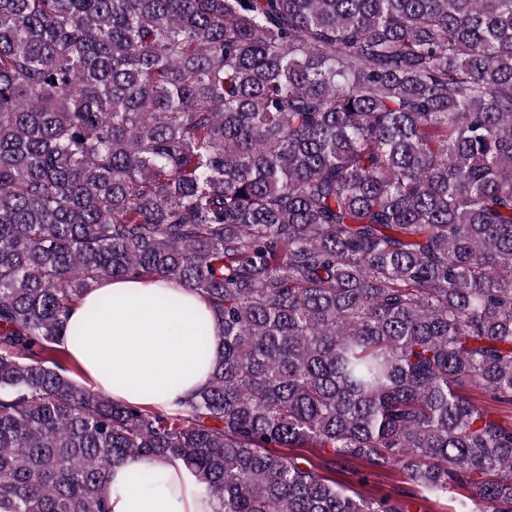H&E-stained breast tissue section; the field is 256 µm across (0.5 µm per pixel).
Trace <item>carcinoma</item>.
I'll return each instance as SVG.
<instances>
[{
    "label": "carcinoma",
    "mask_w": 512,
    "mask_h": 512,
    "mask_svg": "<svg viewBox=\"0 0 512 512\" xmlns=\"http://www.w3.org/2000/svg\"><path fill=\"white\" fill-rule=\"evenodd\" d=\"M117 277L215 314L173 408L70 377ZM472 386L512 404V0H0V512H110L153 456L215 512H512ZM332 477H334L337 482L343 484L348 490H352L364 496L413 489L411 485L406 483L404 476L397 468L372 473L368 475L366 482H358V478L351 475L349 472L336 471Z\"/></svg>",
    "instance_id": "obj_1"
}]
</instances>
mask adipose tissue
<instances>
[{
  "label": "adipose tissue",
  "mask_w": 512,
  "mask_h": 512,
  "mask_svg": "<svg viewBox=\"0 0 512 512\" xmlns=\"http://www.w3.org/2000/svg\"><path fill=\"white\" fill-rule=\"evenodd\" d=\"M214 322L212 309L190 289L158 279L121 278L86 293L70 313L80 339L62 343L90 386L127 403L171 407L205 388L213 364L198 357L197 320ZM152 474L143 487L140 478ZM111 512H214L194 477L162 458H128L103 486Z\"/></svg>",
  "instance_id": "adipose-tissue-1"
}]
</instances>
